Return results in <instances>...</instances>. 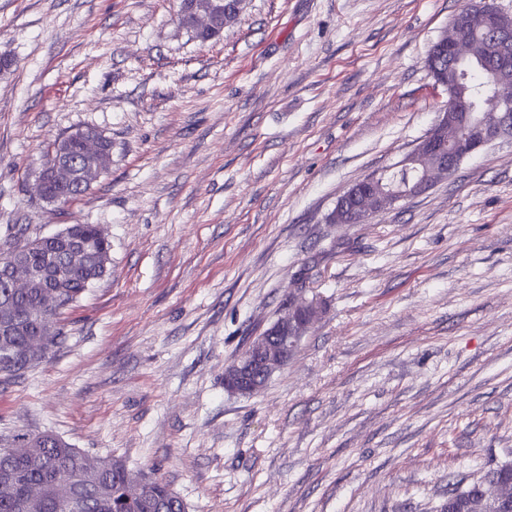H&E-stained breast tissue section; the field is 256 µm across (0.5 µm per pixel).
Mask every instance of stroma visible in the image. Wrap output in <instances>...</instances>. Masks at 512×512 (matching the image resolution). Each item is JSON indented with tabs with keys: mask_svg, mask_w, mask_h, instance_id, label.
<instances>
[{
	"mask_svg": "<svg viewBox=\"0 0 512 512\" xmlns=\"http://www.w3.org/2000/svg\"><path fill=\"white\" fill-rule=\"evenodd\" d=\"M468 0H0V245L98 225L109 272L50 361L0 382V440L49 432L156 473L188 512H445L512 450V139L365 224L328 220L447 94L425 60ZM107 170L39 198L54 141ZM325 307L258 393L224 369L290 297ZM217 0H194L183 11H179V23L188 30L205 34H215L217 16L224 10L225 21H234L240 14L243 0H228L225 6ZM225 2V3H226ZM221 33V32H220ZM213 35V38L220 35Z\"/></svg>",
	"mask_w": 512,
	"mask_h": 512,
	"instance_id": "obj_1",
	"label": "stroma"
}]
</instances>
